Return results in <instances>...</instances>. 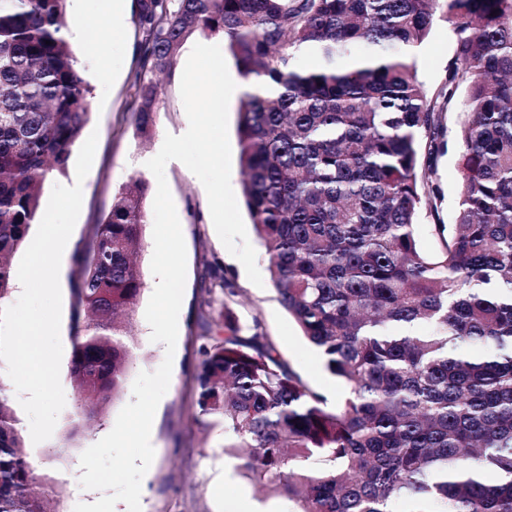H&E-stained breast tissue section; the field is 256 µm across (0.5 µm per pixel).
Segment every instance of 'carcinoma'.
I'll return each mask as SVG.
<instances>
[{
    "label": "carcinoma",
    "instance_id": "cac0c4a2",
    "mask_svg": "<svg viewBox=\"0 0 512 512\" xmlns=\"http://www.w3.org/2000/svg\"><path fill=\"white\" fill-rule=\"evenodd\" d=\"M66 0H0V301L12 257L90 117ZM453 36L432 96L415 57L435 21ZM132 111L150 133L154 77L183 40L224 36L251 90L238 109L242 195L283 307L345 382L332 404L253 321L213 307L234 283L208 263L193 419L257 486L297 512H512V0H138ZM50 44H45V41ZM448 127L436 121L438 98ZM452 140V222L436 159ZM147 182L130 179L75 254L77 415L121 392L143 291ZM0 385V512H49ZM458 152L455 146L450 143L449 148L437 162V182L440 184L443 199L438 203V214L436 216L426 215L420 226V240L426 250H432L435 247L434 240L428 235L425 224H448L451 220L450 202L456 188L459 177Z\"/></svg>",
    "mask_w": 512,
    "mask_h": 512
}]
</instances>
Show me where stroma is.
I'll use <instances>...</instances> for the list:
<instances>
[{"label": "stroma", "instance_id": "stroma-1", "mask_svg": "<svg viewBox=\"0 0 512 512\" xmlns=\"http://www.w3.org/2000/svg\"><path fill=\"white\" fill-rule=\"evenodd\" d=\"M137 0H127V35L123 42L109 49L107 77H99V67L87 56L85 46L103 35V8L100 0H66V35L77 58L90 94L91 115L80 136L97 134L98 144L92 168L81 182V211L69 239L70 251L85 242L89 227L112 206L113 198L131 177H143L148 190L143 199L145 212H152L157 182L145 167L146 159L157 153L166 134L177 135L188 119L180 95V82L187 58L199 35L187 37L171 70L159 77L160 99L155 125L149 135H140L134 125L131 105L135 96L134 75L138 63ZM454 44L448 25L436 21L430 35L416 56L419 79L429 92H437L446 78ZM165 177L175 203L187 249V278L181 317V347L173 361L170 385L154 417L156 458L154 470L142 480V512H295V502L275 492L259 491L239 468V461L224 450L222 427L201 429L192 419L194 375L197 350L201 343L198 304L201 297V274L204 263L223 268L239 291L236 311L244 326L260 322L268 340L307 384L336 401L346 391L344 382L323 367L320 351L302 335L294 319L279 301L270 279L268 261L255 229L247 236L257 255L262 286L252 284L242 264L220 241L209 211L206 191L200 180L181 162H169ZM459 177L456 148H448L437 162V181L443 200L436 215L425 216V223L445 224L451 220L449 203ZM154 251L153 229L145 227L138 264L143 292L132 319V343L136 360L127 372L120 396L91 426H84L73 414L75 386L72 374L73 336L71 282L74 262H67L61 285L62 317L60 338L63 356L60 381L65 407L48 440L28 444L32 461L39 467L43 480L56 486L59 495L57 512H74L80 502H91L95 491L82 489L80 456L113 428L120 410L132 398V385L140 372L154 371L162 363L165 351L151 342V329L145 310L156 279L151 271Z\"/></svg>", "mask_w": 512, "mask_h": 512}]
</instances>
